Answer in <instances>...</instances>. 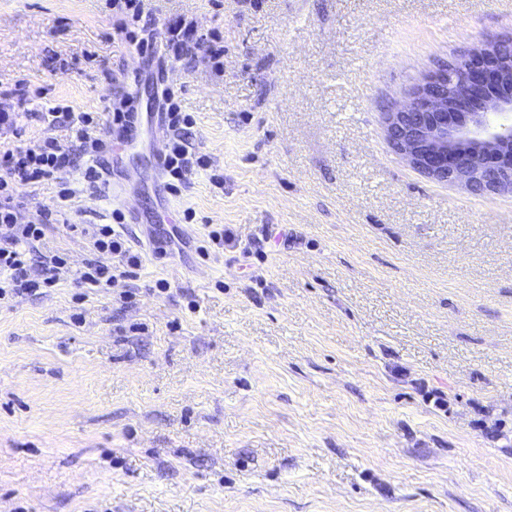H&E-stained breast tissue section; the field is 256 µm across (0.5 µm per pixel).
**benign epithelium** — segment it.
<instances>
[{
  "label": "benign epithelium",
  "mask_w": 512,
  "mask_h": 512,
  "mask_svg": "<svg viewBox=\"0 0 512 512\" xmlns=\"http://www.w3.org/2000/svg\"><path fill=\"white\" fill-rule=\"evenodd\" d=\"M390 147L428 178L512 191V42L499 38L428 73L385 113Z\"/></svg>",
  "instance_id": "1"
}]
</instances>
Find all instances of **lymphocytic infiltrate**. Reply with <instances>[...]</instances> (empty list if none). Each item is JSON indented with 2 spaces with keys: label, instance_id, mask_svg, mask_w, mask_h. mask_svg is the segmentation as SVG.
Returning <instances> with one entry per match:
<instances>
[{
  "label": "lymphocytic infiltrate",
  "instance_id": "lymphocytic-infiltrate-1",
  "mask_svg": "<svg viewBox=\"0 0 512 512\" xmlns=\"http://www.w3.org/2000/svg\"><path fill=\"white\" fill-rule=\"evenodd\" d=\"M112 10L121 17L119 32L141 55L181 61L202 46L212 58L224 54V48L217 40L208 39L193 26L176 22L157 27L150 0H112ZM133 22L138 23V30H130L129 25ZM158 97L169 133L164 173L169 190L176 192L198 169L207 168L209 160L196 152L192 142L195 121L189 113L182 111L178 88L161 84ZM26 100L24 83L0 91V133L17 140L14 148L0 152V300L55 287L67 266L62 256L55 254L45 258L35 247L45 236L49 214H40L26 224L18 223L17 214L23 206L19 188L57 179L61 182L60 194L66 197L72 193L68 181L70 174L80 173L90 183L102 180L105 173L102 158L111 152L113 141L130 139L138 122L136 99L130 93L112 104L111 138L107 141L92 136L97 121L91 113L57 106L38 113L37 118L51 126H70L73 138L64 144L48 138L23 145L19 142L21 132L15 109ZM124 220L123 212L116 210L112 213L111 223L85 227L84 233L90 237L95 253L80 275L81 282L88 287H111L118 276H130L140 267V253L132 249L119 230Z\"/></svg>",
  "mask_w": 512,
  "mask_h": 512
}]
</instances>
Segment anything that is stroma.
Listing matches in <instances>:
<instances>
[{"label":"stroma","instance_id":"35a3bbf8","mask_svg":"<svg viewBox=\"0 0 512 512\" xmlns=\"http://www.w3.org/2000/svg\"><path fill=\"white\" fill-rule=\"evenodd\" d=\"M154 6L223 58L132 57L108 0H0L25 140L70 138L33 118L57 104L158 111L163 78L211 162L175 195L148 141L114 160L142 265L109 289L74 279L71 227L111 223V182L27 188L19 223L63 210L71 273L0 302V512H512V193L433 181L384 133L438 64L512 36V0Z\"/></svg>","mask_w":512,"mask_h":512}]
</instances>
